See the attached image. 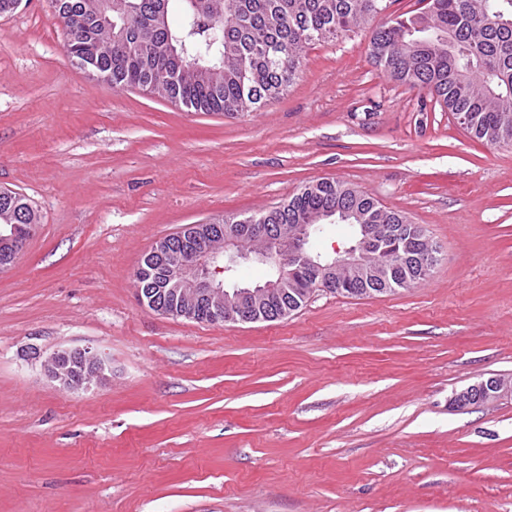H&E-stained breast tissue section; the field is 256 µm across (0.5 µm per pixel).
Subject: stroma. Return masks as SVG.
Returning <instances> with one entry per match:
<instances>
[{"label": "stroma", "instance_id": "stroma-1", "mask_svg": "<svg viewBox=\"0 0 512 512\" xmlns=\"http://www.w3.org/2000/svg\"><path fill=\"white\" fill-rule=\"evenodd\" d=\"M52 0L0 14V188L39 222L0 271V512H512V149L384 75L358 32L233 118L116 89L67 56ZM343 181L440 248L417 287L319 293L273 321L143 305L154 244ZM90 348L104 384L43 362ZM76 366L82 369L80 376L74 375ZM44 367L50 378L71 390L102 384L107 379L105 360L90 348L58 350L45 361Z\"/></svg>", "mask_w": 512, "mask_h": 512}]
</instances>
